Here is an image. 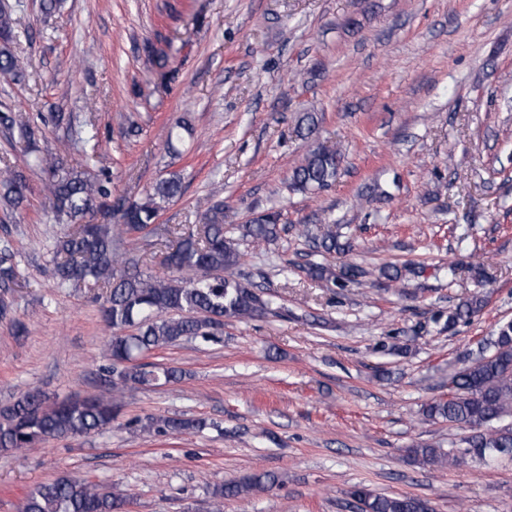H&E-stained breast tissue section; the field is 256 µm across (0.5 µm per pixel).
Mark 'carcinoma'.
Masks as SVG:
<instances>
[{"mask_svg":"<svg viewBox=\"0 0 512 512\" xmlns=\"http://www.w3.org/2000/svg\"><path fill=\"white\" fill-rule=\"evenodd\" d=\"M12 21L7 7L0 8V77L18 80L26 71L23 58L14 54ZM319 119L306 112L297 131L312 145L290 175L289 187L308 193L328 187L340 166V152L316 143ZM19 130L34 137L26 116L11 109L0 110V131L4 135ZM29 166L48 175L45 184L52 203L53 219L75 228L60 237L53 250V276L61 287L84 284L106 289L102 313L112 338L106 354L112 359V381L107 397H89L47 405L38 392L27 393L13 405L0 410V452H23L55 438L77 437L99 432L115 419L124 390L130 385L152 386L181 378L174 367L139 364L143 354L184 338L210 341L226 323L242 322L274 313V301L251 284L230 274L243 258L239 246L245 242L269 243L284 228L279 213L264 211L247 223L224 227V201L207 200L202 224L195 232L177 233L163 260L166 273L145 275L129 271L127 253L119 251L111 225L97 216L111 208L112 179L106 174L66 167L60 154H35ZM181 178L173 173L159 179L140 201L121 205L119 223L126 234L146 231L158 219L163 204L181 194ZM25 176L10 168L0 170V198L14 208L27 198ZM312 248L325 252H346L351 241H340L328 227L312 234L303 230ZM17 272L14 254L0 250V316L7 315L8 298ZM473 297L448 313V327L469 319L483 308ZM453 393L446 400L427 405L425 416L442 419L472 433L465 437L470 457L482 462L512 459V322L498 326L475 357L451 378ZM205 426L202 420L168 417L151 421L146 428L162 435H178ZM408 452L421 464L437 468L456 467L464 462L456 451L417 445ZM275 477L253 474L241 481L216 487L212 492V512H223L224 499H247L270 491ZM350 497L362 503L361 512H432L429 501L406 494H377L363 485L350 489ZM127 497L116 487L62 477L31 488L24 497L22 512H122Z\"/></svg>","mask_w":512,"mask_h":512,"instance_id":"obj_1","label":"carcinoma"}]
</instances>
